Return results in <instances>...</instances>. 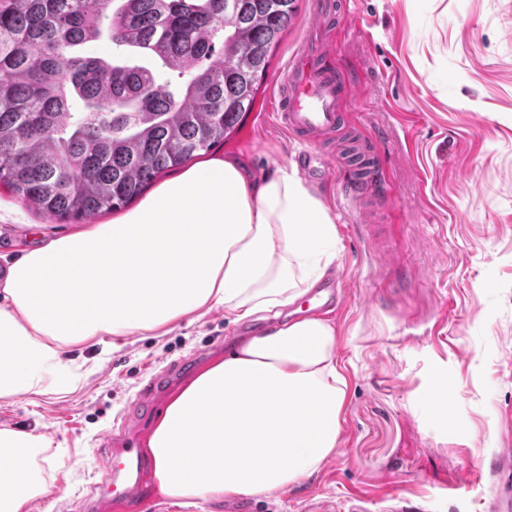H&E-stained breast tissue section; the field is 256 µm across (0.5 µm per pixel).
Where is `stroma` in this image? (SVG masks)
Returning a JSON list of instances; mask_svg holds the SVG:
<instances>
[{
    "label": "stroma",
    "instance_id": "obj_1",
    "mask_svg": "<svg viewBox=\"0 0 512 512\" xmlns=\"http://www.w3.org/2000/svg\"><path fill=\"white\" fill-rule=\"evenodd\" d=\"M313 0L274 49L254 107L212 148L266 173L328 144L292 137L274 112L276 79L302 46ZM326 41L355 89L346 127L365 139L390 186L351 204L343 169L307 175L336 225L328 279L346 302L331 322L349 390L341 442L310 478L257 512H306L352 500L387 512H492L512 486V0H347ZM0 184V275L20 250L69 232ZM242 330L217 310L167 334L104 337L72 350L93 367L73 392L0 400V426L46 434L33 466L48 487L32 512H71L100 483L103 438L121 421L152 428L153 379L180 364L195 376ZM447 382L450 398L429 392Z\"/></svg>",
    "mask_w": 512,
    "mask_h": 512
}]
</instances>
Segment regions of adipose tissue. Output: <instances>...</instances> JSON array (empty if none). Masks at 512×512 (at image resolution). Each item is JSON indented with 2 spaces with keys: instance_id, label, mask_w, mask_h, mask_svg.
<instances>
[{
  "instance_id": "1",
  "label": "adipose tissue",
  "mask_w": 512,
  "mask_h": 512,
  "mask_svg": "<svg viewBox=\"0 0 512 512\" xmlns=\"http://www.w3.org/2000/svg\"><path fill=\"white\" fill-rule=\"evenodd\" d=\"M335 258L334 221L297 168L199 161L112 222L13 260L0 280V399L75 390L87 371L68 352L99 336H161L220 309L266 320L164 406L144 453L160 493L184 506L279 496L339 446L336 329L282 317ZM49 443L0 427V512H29L46 492L30 460Z\"/></svg>"
}]
</instances>
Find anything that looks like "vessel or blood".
Returning a JSON list of instances; mask_svg holds the SVG:
<instances>
[{"label": "vessel or blood", "mask_w": 512, "mask_h": 512, "mask_svg": "<svg viewBox=\"0 0 512 512\" xmlns=\"http://www.w3.org/2000/svg\"><path fill=\"white\" fill-rule=\"evenodd\" d=\"M336 11L334 0H316L314 21L306 33L304 46L292 57L283 72L275 97V110L289 132L304 139L322 141L331 138L341 122V107L351 94L344 74L336 67L323 43L327 21ZM375 167L359 160L347 184L351 196H362L375 189ZM342 289L330 281L312 291L307 310L320 313L339 307ZM138 438L127 427L113 433L107 451L108 472L103 481L114 493L112 499L96 500L94 512H112L118 503L141 497L150 468L142 455Z\"/></svg>", "instance_id": "b4317fda"}]
</instances>
